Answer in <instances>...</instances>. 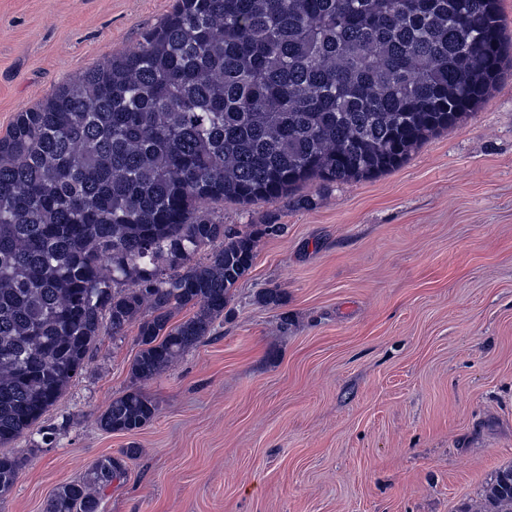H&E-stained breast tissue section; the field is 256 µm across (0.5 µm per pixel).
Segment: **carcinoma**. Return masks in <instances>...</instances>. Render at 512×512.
<instances>
[{
	"instance_id": "obj_1",
	"label": "carcinoma",
	"mask_w": 512,
	"mask_h": 512,
	"mask_svg": "<svg viewBox=\"0 0 512 512\" xmlns=\"http://www.w3.org/2000/svg\"><path fill=\"white\" fill-rule=\"evenodd\" d=\"M499 2L176 0L136 48L19 113L0 137V497L23 466L1 448L82 375L103 330L137 325L131 375L154 378L212 335L260 241L284 230L232 228L207 203L400 167L494 90L512 48ZM156 411L133 389L99 425L132 433ZM123 473L102 458L44 512H100ZM482 512H512V467Z\"/></svg>"
}]
</instances>
